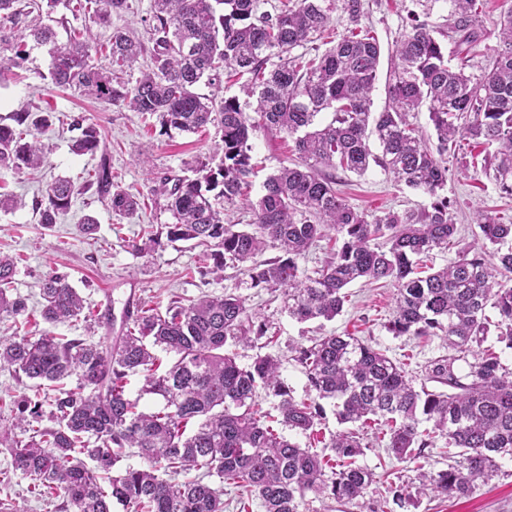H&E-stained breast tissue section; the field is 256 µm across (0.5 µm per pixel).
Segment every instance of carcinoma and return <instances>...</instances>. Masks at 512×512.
<instances>
[{
    "instance_id": "1",
    "label": "carcinoma",
    "mask_w": 512,
    "mask_h": 512,
    "mask_svg": "<svg viewBox=\"0 0 512 512\" xmlns=\"http://www.w3.org/2000/svg\"><path fill=\"white\" fill-rule=\"evenodd\" d=\"M338 1L352 25L349 35L322 53L291 55L322 34ZM43 2L37 8L51 11L62 2L73 16L88 18L83 35L59 46L48 26L34 23L23 32L19 24L29 12L19 0H0V54L12 52L7 64L18 67L26 60L29 38L49 47V75L59 87L155 115L163 134L209 125L220 132L218 164L200 158L192 175H166L150 188L165 199L172 222L164 234L144 232L131 242L133 251L194 240L207 247L212 261L201 267V276L221 278L225 268H237L253 288L282 290L299 321L336 318L348 302L346 289L358 280L388 282L397 292L388 330L396 336H441L459 356L429 361L425 383L417 387L404 364L358 337L323 336L296 350L310 387L308 397L298 400L281 378L277 357L259 353L248 366L237 363L234 348L257 347L269 320L248 312L233 294L175 300L163 312L140 307L124 315L119 335L97 342L50 331L37 338H1L0 365L17 382L30 381L39 390L72 376L78 381L74 392L59 390L49 414L42 400L29 398L18 407L16 422L0 425V447L9 449L13 468L38 494L63 498L66 512H112L114 501L135 512H224L226 489L236 490L238 512H249L255 497L263 512H301L310 492L346 504L364 497L374 482L373 472L356 464L363 454L360 437L352 430L336 433L328 455L300 447L277 429L311 436L330 404L340 424L385 427V448L399 460L427 447L435 434L448 438L458 461L419 473L418 493L467 497L494 476L497 459L512 456V372L491 347L473 355L463 376L455 362L483 341L489 308L496 313L500 341L512 347V287L497 280L502 272L512 273V246L491 254L461 247L448 265L431 273L424 258L457 244L444 190L448 158H456L458 142L497 145L485 154L483 171L501 194L512 196V8L500 17V49L479 75L467 72L463 60L452 63L436 30L413 18L393 45L385 105L374 112L381 46L361 26L362 0H285L274 14L262 9L264 0H152L147 42L112 30V66L122 70L146 53L150 57L149 71L131 88L113 84L112 72L99 68L91 54L92 25H110L112 15L128 8L127 0ZM448 3L450 30L469 51L482 34L483 0ZM222 70L250 75L244 86L249 101L233 96L217 102L196 91L202 79L210 83ZM422 107L434 143L409 121ZM325 113L331 120L316 126ZM45 123L46 117L33 119L22 111L12 123L0 124V168H39L46 146L33 129ZM72 126L80 130L75 152L100 148L98 127L80 116ZM261 127L291 137L296 159L265 180L264 193L251 205L252 223L238 228L224 223V205L249 187L250 134ZM372 135L377 153L369 144ZM373 164L429 195V208L368 220L336 190V172L361 176ZM93 183L113 214L136 211L137 201L112 183L107 165L95 170ZM73 195L70 181L53 183L39 202L41 224L57 223ZM475 224L493 245L512 240V224L495 214L482 211ZM331 230L341 245L320 268H301L309 248ZM269 247L279 255L256 261ZM15 273L13 259L1 255L0 320L28 317L24 299L7 295ZM41 299V316L50 325L89 321L83 298L64 275L46 276ZM158 349L172 361L163 363ZM137 373L144 376L141 394L162 400L159 410L143 412L127 397L128 378ZM428 382L448 391H430ZM260 387L278 398V415L255 408ZM45 415L50 425L30 426ZM423 422L432 427L420 429ZM24 425L30 436L19 440L14 429ZM132 448L144 466L113 474ZM85 456L95 468L86 466Z\"/></svg>"
}]
</instances>
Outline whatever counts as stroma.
Returning <instances> with one entry per match:
<instances>
[{
	"label": "stroma",
	"instance_id": "1",
	"mask_svg": "<svg viewBox=\"0 0 512 512\" xmlns=\"http://www.w3.org/2000/svg\"><path fill=\"white\" fill-rule=\"evenodd\" d=\"M511 6L512 0H485L483 36L470 52L473 74H480L494 58L500 45L499 17ZM415 14L430 26L447 28L448 0H364L362 22L373 28L387 53ZM49 68L47 49L33 47L23 67L7 71L0 81V123H8L13 113L24 109L33 116L49 119L40 135L48 148L41 169L35 173L0 169V194H15L23 199L22 207L0 211V254L14 258L16 275L10 293L26 298L29 311L26 322H0V337H38L47 330L69 338L86 336L84 322L51 327L40 315L42 281L57 273L66 276L80 293L86 312L96 320L94 331L99 336L118 335L123 310L133 294L142 307H164L174 299L187 301L204 294L239 296L249 311L268 316L274 341L267 351L280 359L281 377L298 399L307 396L308 381L294 359L295 350L318 336L354 334L404 363L416 378L422 376L429 360L448 354L441 337L397 336L387 330L396 306V291L389 284L356 283L349 287V300L334 320L301 322L289 313L283 296L250 288L247 277L236 269H225L220 280L201 277L203 249L192 242L169 243L143 256L132 253L127 247L129 241L139 239L146 228L157 229L171 221L163 199L149 192L153 182L170 172H185L195 158L214 155L219 133L210 127L195 134L176 130L163 134L155 117L123 104L107 107L58 87L50 80ZM75 116L84 117L100 129L103 143L95 154L72 152L74 133L68 124ZM250 143L256 173L246 199L224 207V220L231 224L250 223L249 204L260 197L266 177L295 157L292 139L282 133L261 129ZM103 163L111 167L113 183L137 197L139 208L133 215L115 216L106 199L90 186L91 176ZM60 177L70 179L74 185L72 205L57 224L47 228L40 222L35 202ZM337 188L350 205L372 219L388 211H418L430 205L427 195L397 185L375 165L361 176L343 174ZM445 192L453 203L451 215L463 244L481 240L480 230L473 222L476 212L493 211L503 223L512 222V198L500 194L481 168H451ZM88 216L97 222V230L90 236L82 230ZM363 435L365 450L357 462L375 475L376 482L369 493L347 506L329 496L311 493L306 497L307 512H401L386 493L385 480L407 483L414 481L419 470L436 472L449 464L444 437H436L416 459L400 462L388 455L371 429H364ZM11 473L10 483L0 485V500H10L21 512H61L59 500L36 495L29 478ZM411 512H512V457L500 459L497 475L468 497L424 495Z\"/></svg>",
	"mask_w": 512,
	"mask_h": 512
}]
</instances>
